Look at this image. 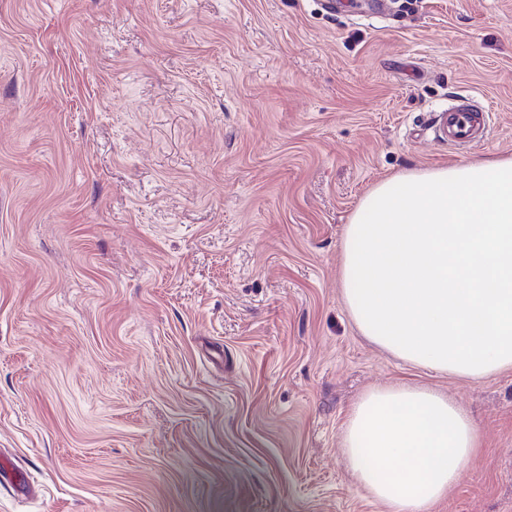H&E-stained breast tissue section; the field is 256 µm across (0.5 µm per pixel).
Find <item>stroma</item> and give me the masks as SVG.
I'll use <instances>...</instances> for the list:
<instances>
[{
    "mask_svg": "<svg viewBox=\"0 0 512 512\" xmlns=\"http://www.w3.org/2000/svg\"><path fill=\"white\" fill-rule=\"evenodd\" d=\"M505 157L512 0H0V452L34 487L0 512H388L342 437L401 384L484 442L432 512H512V368L412 365L342 300L371 188ZM438 112L439 128L450 145H468L482 140L488 133V111L478 105L470 94L449 99L448 107Z\"/></svg>",
    "mask_w": 512,
    "mask_h": 512,
    "instance_id": "1",
    "label": "stroma"
}]
</instances>
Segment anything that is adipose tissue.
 I'll return each instance as SVG.
<instances>
[{"label":"adipose tissue","instance_id":"adipose-tissue-1","mask_svg":"<svg viewBox=\"0 0 512 512\" xmlns=\"http://www.w3.org/2000/svg\"><path fill=\"white\" fill-rule=\"evenodd\" d=\"M342 293L362 336L414 365L480 379L512 367V158L377 184L344 233ZM480 445L463 407L425 387L367 392L349 466L389 512H430Z\"/></svg>","mask_w":512,"mask_h":512}]
</instances>
